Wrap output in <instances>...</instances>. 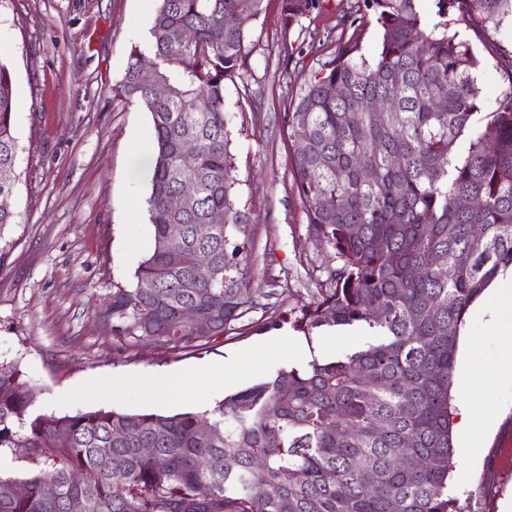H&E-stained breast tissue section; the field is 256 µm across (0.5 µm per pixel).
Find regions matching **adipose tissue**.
I'll return each instance as SVG.
<instances>
[{"label":"adipose tissue","instance_id":"1","mask_svg":"<svg viewBox=\"0 0 512 512\" xmlns=\"http://www.w3.org/2000/svg\"><path fill=\"white\" fill-rule=\"evenodd\" d=\"M494 292L484 308L490 316L491 328L499 339L495 354L483 368L473 370L466 377L464 390L466 403L459 424L461 434L477 442L487 425L481 407L482 393L489 384L498 380L512 381V266L500 270L492 282ZM271 355L270 348H261L249 356L246 363L226 361L192 373L191 379L208 389L224 388L242 370L262 368Z\"/></svg>","mask_w":512,"mask_h":512}]
</instances>
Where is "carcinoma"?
<instances>
[{
	"label": "carcinoma",
	"instance_id": "obj_1",
	"mask_svg": "<svg viewBox=\"0 0 512 512\" xmlns=\"http://www.w3.org/2000/svg\"><path fill=\"white\" fill-rule=\"evenodd\" d=\"M321 2L283 0L286 25ZM422 2L363 0L381 27L377 57L358 55L357 36L338 43L288 113V128L307 126L292 176L308 232L337 263L288 315L306 335L364 323L378 339L172 415H35L18 364L0 362V452L28 449L27 476L0 480L13 489L0 512H72L74 501L80 512H471L472 496L448 494L451 382L470 306L512 265V49L495 44L507 86L476 128L480 60L459 26L485 38L512 32V0H434L429 24ZM262 3L159 0L145 49L131 52L112 87L153 122L152 246L133 287L113 288L101 310L129 347L200 349L258 309L240 272L246 242L235 232L249 218L235 195L224 85L242 79ZM146 64L166 96L141 78ZM374 98L389 111L361 108ZM14 112L0 60V194L19 180ZM188 144L191 167L181 159ZM187 183L195 197L170 209ZM465 198L479 206L461 207ZM171 224L184 225L181 238L169 236ZM200 224L216 229L203 237ZM197 252L211 256L209 281L195 278ZM187 307L212 335L182 322Z\"/></svg>",
	"mask_w": 512,
	"mask_h": 512
}]
</instances>
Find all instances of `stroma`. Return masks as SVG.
I'll return each instance as SVG.
<instances>
[{"instance_id": "1", "label": "stroma", "mask_w": 512, "mask_h": 512, "mask_svg": "<svg viewBox=\"0 0 512 512\" xmlns=\"http://www.w3.org/2000/svg\"><path fill=\"white\" fill-rule=\"evenodd\" d=\"M356 4L323 0L321 10L289 26L282 0H264L248 31L244 80L224 86L234 114L235 189L249 214L238 231L246 241L241 267L279 314L288 310V295L309 299L306 270L330 259L307 235L285 116L311 74L334 56L332 42L311 49V34L351 38ZM157 6L158 0H0V52L14 78L20 173L10 199L19 221L0 227V361L19 364L38 414L203 410L223 391L194 395L175 385L154 403L148 389L163 373L238 359L278 337L291 344L276 349L269 376L371 340L361 327L347 328L332 349L320 333L307 336L288 323L260 332L256 311L235 333L197 351L170 353L124 347L100 320L113 288L131 287L152 243L151 115L115 99L112 87L132 50L144 46ZM462 36L484 60L478 105L485 111L503 87L500 61L473 31ZM463 332L452 376L457 408L462 371L485 362L497 344L478 306L470 307ZM94 382L99 391L86 393ZM484 409L491 426L480 447L457 451L449 487L458 496L472 493V512H502L512 500V382L488 388Z\"/></svg>"}]
</instances>
